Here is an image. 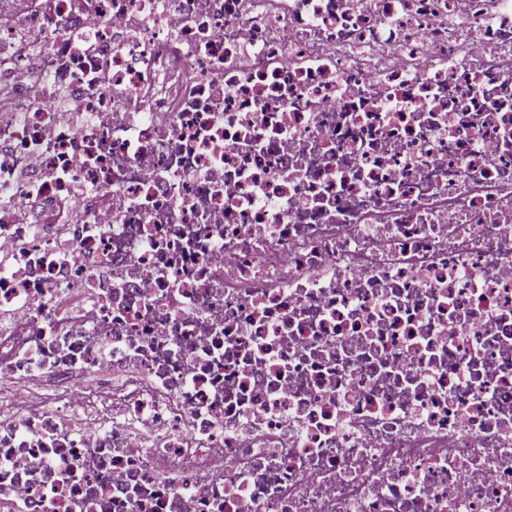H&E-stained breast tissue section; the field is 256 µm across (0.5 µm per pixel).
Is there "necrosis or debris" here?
Here are the masks:
<instances>
[{"label":"necrosis or debris","mask_w":512,"mask_h":512,"mask_svg":"<svg viewBox=\"0 0 512 512\" xmlns=\"http://www.w3.org/2000/svg\"><path fill=\"white\" fill-rule=\"evenodd\" d=\"M7 249L0 512H512V0H0Z\"/></svg>","instance_id":"necrosis-or-debris-1"}]
</instances>
